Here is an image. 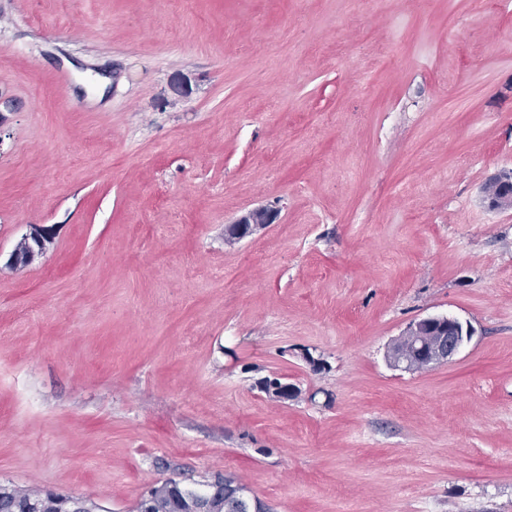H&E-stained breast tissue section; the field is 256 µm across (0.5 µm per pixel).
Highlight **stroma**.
I'll use <instances>...</instances> for the list:
<instances>
[{"label":"stroma","instance_id":"obj_1","mask_svg":"<svg viewBox=\"0 0 512 512\" xmlns=\"http://www.w3.org/2000/svg\"><path fill=\"white\" fill-rule=\"evenodd\" d=\"M508 169L512 0H0V255L54 230L0 268V484L512 512ZM436 314L462 353L391 368ZM52 239V233L50 229L41 226H29L28 231L22 236L21 241L28 243L30 251L26 254L22 253L17 247L10 254L7 265L12 267L27 266L30 264L36 256L42 255L46 250L47 244ZM34 241L36 248L30 245V242ZM439 324L442 333L434 336L433 347L428 352L421 353L424 365L429 368L452 361L470 341L472 329L456 317L450 315H432L411 323L407 329L416 330L419 326Z\"/></svg>","mask_w":512,"mask_h":512}]
</instances>
